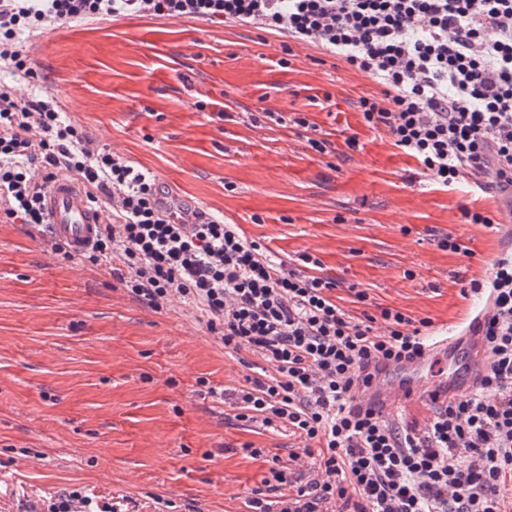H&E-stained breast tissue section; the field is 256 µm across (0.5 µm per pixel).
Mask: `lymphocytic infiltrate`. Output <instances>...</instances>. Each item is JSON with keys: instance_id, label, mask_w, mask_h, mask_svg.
<instances>
[{"instance_id": "f902f5d3", "label": "lymphocytic infiltrate", "mask_w": 512, "mask_h": 512, "mask_svg": "<svg viewBox=\"0 0 512 512\" xmlns=\"http://www.w3.org/2000/svg\"><path fill=\"white\" fill-rule=\"evenodd\" d=\"M130 15L250 25L334 54L382 87L359 101L364 124L433 183L512 194V0H0V72L12 77L0 82V214L48 231L51 180H77L109 216L83 261L154 310L191 306L225 349L271 366L208 393L236 421L287 429L317 461L306 481L270 467L249 512H512V252L461 289L489 301L475 388L433 405L423 425L362 408L368 366L419 354L429 319L389 307L351 316L338 281L310 273L316 258L285 268L239 225L169 202L51 95L17 96L14 81L38 78L23 39Z\"/></svg>"}]
</instances>
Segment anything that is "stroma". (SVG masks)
Wrapping results in <instances>:
<instances>
[{
    "label": "stroma",
    "mask_w": 512,
    "mask_h": 512,
    "mask_svg": "<svg viewBox=\"0 0 512 512\" xmlns=\"http://www.w3.org/2000/svg\"><path fill=\"white\" fill-rule=\"evenodd\" d=\"M29 51L42 81L18 96L52 94L97 144L286 267L313 255L352 315L373 304L453 326L472 310L462 286L512 248L462 217L467 206L499 218L497 195L432 185L365 126L358 101L378 83L314 46L237 24L121 17L47 27ZM267 110L310 125L251 123ZM448 232L470 256L438 247ZM256 360L224 350L189 307L153 310L112 275L54 254L47 235L0 221V512H50L70 488L109 512L167 500L175 512H246L270 459L292 466L300 442L228 420L229 405L201 387H238Z\"/></svg>",
    "instance_id": "1"
}]
</instances>
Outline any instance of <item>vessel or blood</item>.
<instances>
[{"label":"vessel or blood","instance_id":"1","mask_svg":"<svg viewBox=\"0 0 512 512\" xmlns=\"http://www.w3.org/2000/svg\"><path fill=\"white\" fill-rule=\"evenodd\" d=\"M46 210L53 240L76 255L90 247L103 222L84 189L68 178L52 182ZM484 367L483 338L475 328L458 336L435 335L421 355L370 366L371 383L361 398L385 415L396 414L406 400L431 396L445 404L472 389Z\"/></svg>","mask_w":512,"mask_h":512}]
</instances>
